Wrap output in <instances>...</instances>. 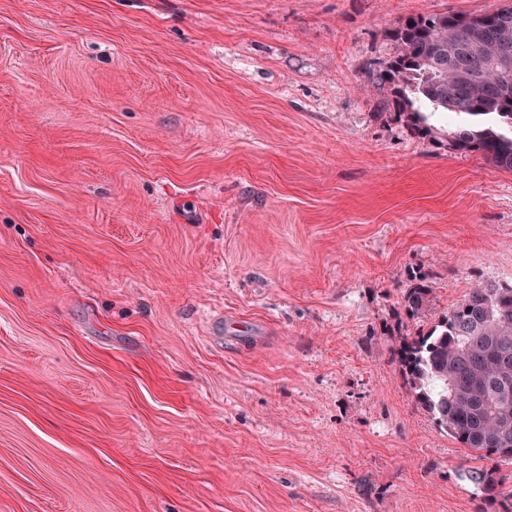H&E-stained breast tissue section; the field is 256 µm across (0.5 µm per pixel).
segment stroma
I'll return each mask as SVG.
<instances>
[{
    "label": "stroma",
    "mask_w": 512,
    "mask_h": 512,
    "mask_svg": "<svg viewBox=\"0 0 512 512\" xmlns=\"http://www.w3.org/2000/svg\"><path fill=\"white\" fill-rule=\"evenodd\" d=\"M500 4L0 0V512H477L392 351L512 284V172L367 72ZM431 288L427 278L423 275L415 276L408 288L403 292L404 310L407 315L414 317L427 309L432 297Z\"/></svg>",
    "instance_id": "35a3bbf8"
}]
</instances>
